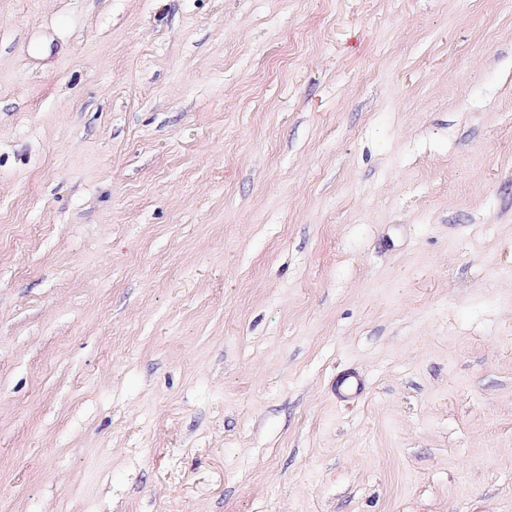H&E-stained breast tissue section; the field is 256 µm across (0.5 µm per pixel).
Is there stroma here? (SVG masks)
Listing matches in <instances>:
<instances>
[{
  "label": "stroma",
  "mask_w": 512,
  "mask_h": 512,
  "mask_svg": "<svg viewBox=\"0 0 512 512\" xmlns=\"http://www.w3.org/2000/svg\"><path fill=\"white\" fill-rule=\"evenodd\" d=\"M0 512H512V0H0Z\"/></svg>",
  "instance_id": "35a3bbf8"
}]
</instances>
